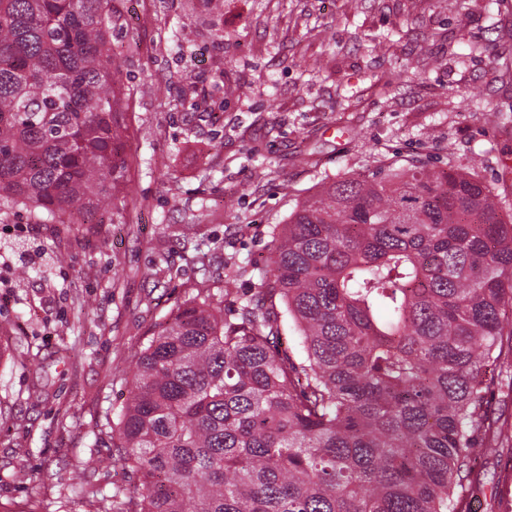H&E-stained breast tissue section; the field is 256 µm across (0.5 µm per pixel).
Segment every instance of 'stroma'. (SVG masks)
I'll return each mask as SVG.
<instances>
[{"mask_svg":"<svg viewBox=\"0 0 512 512\" xmlns=\"http://www.w3.org/2000/svg\"><path fill=\"white\" fill-rule=\"evenodd\" d=\"M126 207L112 222L0 214V512H110L74 470L129 485L111 440L128 372L195 276L177 233L201 205L230 290L256 292L272 225L322 182L415 157L475 174L512 213V0H113ZM250 86L243 98L225 84ZM168 265L156 270L158 255ZM468 512H512V446L478 460Z\"/></svg>","mask_w":512,"mask_h":512,"instance_id":"obj_1","label":"stroma"}]
</instances>
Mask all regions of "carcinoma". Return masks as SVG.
Listing matches in <instances>:
<instances>
[{"label":"carcinoma","mask_w":512,"mask_h":512,"mask_svg":"<svg viewBox=\"0 0 512 512\" xmlns=\"http://www.w3.org/2000/svg\"><path fill=\"white\" fill-rule=\"evenodd\" d=\"M112 0H0V211L121 215L127 160ZM184 225L182 252L222 243ZM259 290L224 312L211 263L136 353L90 430L120 449V512H464L504 447L512 215L473 175L411 162L341 177L272 227ZM299 351L280 349L283 321Z\"/></svg>","instance_id":"obj_1"}]
</instances>
